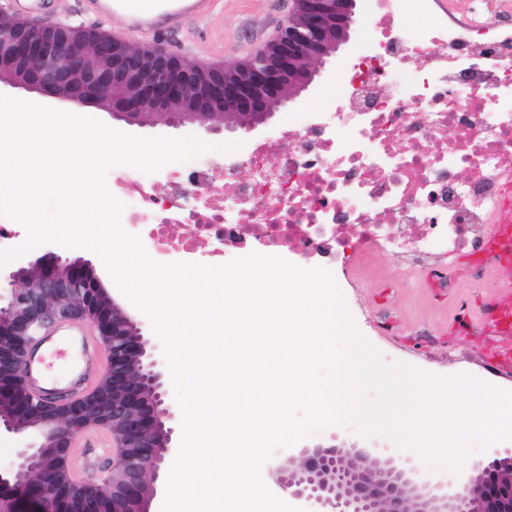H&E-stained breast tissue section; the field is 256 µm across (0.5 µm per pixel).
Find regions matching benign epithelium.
<instances>
[{"label": "benign epithelium", "mask_w": 512, "mask_h": 512, "mask_svg": "<svg viewBox=\"0 0 512 512\" xmlns=\"http://www.w3.org/2000/svg\"><path fill=\"white\" fill-rule=\"evenodd\" d=\"M275 36L233 66L189 60L162 44L134 46L84 25L31 22L0 8V87L93 106L129 125H196L229 130L272 122L316 84L326 63L354 38L361 0H293ZM0 304V433L29 429L40 445L19 448L0 473V512H55L56 491L87 488L71 454L80 434L112 437V512H150L146 484L159 478L176 412L164 406L166 377L157 345L108 294L93 265L51 254L9 276ZM85 319L109 366L83 394L35 395L25 357L40 332ZM275 483L315 512H512V448L446 475L424 471L396 448H356L333 436L292 449L271 470Z\"/></svg>", "instance_id": "obj_1"}]
</instances>
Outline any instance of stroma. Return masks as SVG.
Listing matches in <instances>:
<instances>
[{"label":"stroma","instance_id":"obj_1","mask_svg":"<svg viewBox=\"0 0 512 512\" xmlns=\"http://www.w3.org/2000/svg\"><path fill=\"white\" fill-rule=\"evenodd\" d=\"M293 7L292 0H219L215 13L208 18L189 19L181 29L158 35L157 40L171 52L195 60L236 63L251 51L268 42L286 19ZM35 17L53 21H75L88 27L125 37L135 45L144 44L141 35L125 32L113 19L104 20L86 13L81 0H41V6L34 12ZM361 43H354L350 52L337 55L325 68V76L307 91L297 102L293 111L276 117L268 126L243 135L237 132L205 131L186 125L172 128L164 125L140 127L113 120L111 114L102 112L98 118L117 130L139 136H195L214 144V151L208 152L211 161H223L224 155L218 147L224 143L239 142L243 146L265 143L277 146L281 132L297 124L305 113L321 110L328 102L327 94L343 81L345 62L350 54L360 53ZM476 300L477 291L461 284L451 289L445 303L429 298L427 289L414 285L393 293V307L402 316L406 327L424 326L433 331L453 333L454 304L461 299ZM103 343L87 348L81 341L62 340L57 348L47 354L46 379L57 391H70V379L78 369L82 358L90 350H103Z\"/></svg>","mask_w":512,"mask_h":512}]
</instances>
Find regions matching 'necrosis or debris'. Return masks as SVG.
<instances>
[{
  "mask_svg": "<svg viewBox=\"0 0 512 512\" xmlns=\"http://www.w3.org/2000/svg\"><path fill=\"white\" fill-rule=\"evenodd\" d=\"M370 27V61L352 60L331 111L260 143L159 178L109 171L121 222L156 261L221 265L261 249L329 270L341 288L411 278L491 289L490 246L512 208V0H454L462 34L416 31L393 0ZM249 174L237 175L239 166ZM396 256L383 276L375 252Z\"/></svg>",
  "mask_w": 512,
  "mask_h": 512,
  "instance_id": "1",
  "label": "necrosis or debris"
}]
</instances>
